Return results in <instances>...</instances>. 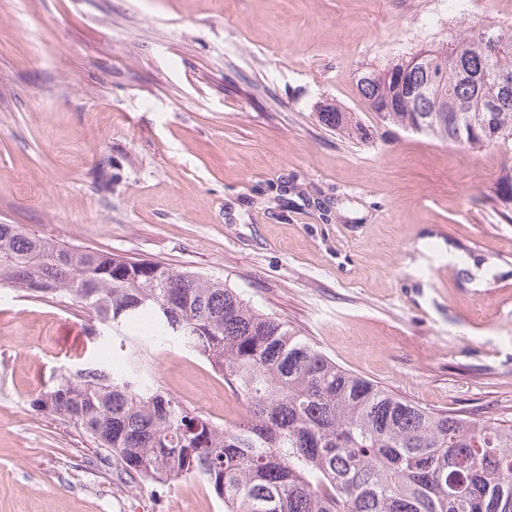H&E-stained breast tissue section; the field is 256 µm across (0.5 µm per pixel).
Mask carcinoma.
<instances>
[{"label": "carcinoma", "mask_w": 512, "mask_h": 512, "mask_svg": "<svg viewBox=\"0 0 512 512\" xmlns=\"http://www.w3.org/2000/svg\"><path fill=\"white\" fill-rule=\"evenodd\" d=\"M357 88L383 124L497 147L512 162L511 26L470 23L359 72ZM317 117L350 139L376 135L332 103ZM497 204L512 209L509 171ZM6 287L80 308L90 339L103 328L121 337L128 371L88 362L33 406L81 429L133 480L201 478L224 512H512V423L434 410L352 374L218 278L0 224ZM143 316L224 378L243 406L234 425L141 379L128 336Z\"/></svg>", "instance_id": "obj_1"}]
</instances>
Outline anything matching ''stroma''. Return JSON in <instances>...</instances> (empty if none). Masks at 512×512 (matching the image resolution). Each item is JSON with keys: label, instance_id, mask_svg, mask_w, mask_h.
Masks as SVG:
<instances>
[{"label": "stroma", "instance_id": "35a3bbf8", "mask_svg": "<svg viewBox=\"0 0 512 512\" xmlns=\"http://www.w3.org/2000/svg\"><path fill=\"white\" fill-rule=\"evenodd\" d=\"M512 25V0H0V224L223 279L345 370L422 406L512 420V211L499 149L378 125L358 71ZM334 102L377 127L353 143ZM294 183L287 210L272 187ZM87 316L0 288V512H224L199 478L121 476L31 401L119 356ZM163 391L241 404L178 344ZM319 122L336 133L361 142L373 141L376 132L363 126L351 112H345L334 104L317 108Z\"/></svg>", "mask_w": 512, "mask_h": 512}]
</instances>
